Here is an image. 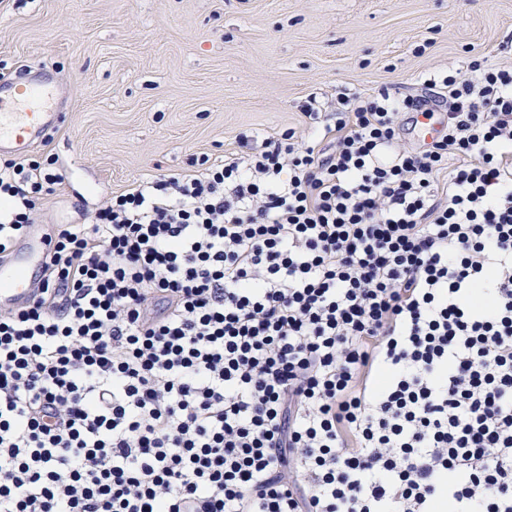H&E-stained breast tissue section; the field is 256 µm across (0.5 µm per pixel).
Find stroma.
Wrapping results in <instances>:
<instances>
[{
  "mask_svg": "<svg viewBox=\"0 0 512 512\" xmlns=\"http://www.w3.org/2000/svg\"><path fill=\"white\" fill-rule=\"evenodd\" d=\"M476 57L512 67V0H0V79L47 74L59 115L29 151L62 176L36 215L49 237L133 181L300 126L309 100L329 119L379 89L434 100L424 76Z\"/></svg>",
  "mask_w": 512,
  "mask_h": 512,
  "instance_id": "stroma-1",
  "label": "stroma"
}]
</instances>
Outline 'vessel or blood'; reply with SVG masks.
<instances>
[{
	"label": "vessel or blood",
	"mask_w": 512,
	"mask_h": 512,
	"mask_svg": "<svg viewBox=\"0 0 512 512\" xmlns=\"http://www.w3.org/2000/svg\"><path fill=\"white\" fill-rule=\"evenodd\" d=\"M43 83L33 80L26 86L10 88L8 81H1L0 87L10 89L9 98L0 97V144L7 143L25 149L38 139L54 118L41 100ZM47 244L28 245L21 248L5 261H0V304L16 307L26 304L33 290L25 278L22 268L35 253H47Z\"/></svg>",
	"instance_id": "vessel-or-blood-1"
}]
</instances>
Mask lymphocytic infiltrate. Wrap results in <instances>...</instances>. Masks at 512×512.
<instances>
[{
    "label": "lymphocytic infiltrate",
    "mask_w": 512,
    "mask_h": 512,
    "mask_svg": "<svg viewBox=\"0 0 512 512\" xmlns=\"http://www.w3.org/2000/svg\"><path fill=\"white\" fill-rule=\"evenodd\" d=\"M314 106L306 138L59 225L0 311V512H512V70ZM0 159V259L60 176Z\"/></svg>",
    "instance_id": "1"
}]
</instances>
